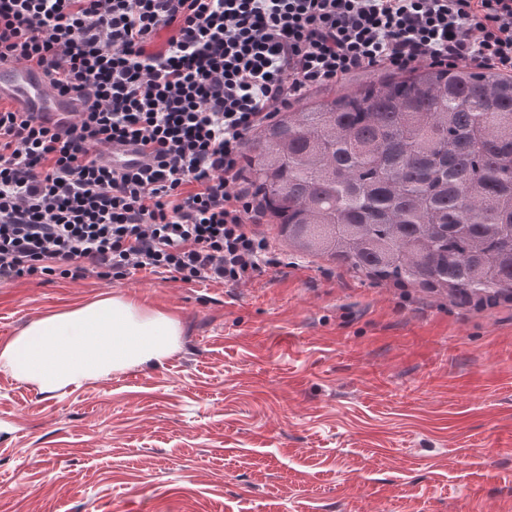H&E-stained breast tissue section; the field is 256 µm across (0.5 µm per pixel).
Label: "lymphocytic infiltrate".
<instances>
[{
  "mask_svg": "<svg viewBox=\"0 0 512 512\" xmlns=\"http://www.w3.org/2000/svg\"><path fill=\"white\" fill-rule=\"evenodd\" d=\"M0 61L90 102L57 132L0 109L1 281L145 271L235 286L270 250L247 229V135L369 68L511 74L512 0H0ZM126 142L145 167L105 162Z\"/></svg>",
  "mask_w": 512,
  "mask_h": 512,
  "instance_id": "lymphocytic-infiltrate-1",
  "label": "lymphocytic infiltrate"
}]
</instances>
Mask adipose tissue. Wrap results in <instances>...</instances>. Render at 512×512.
Wrapping results in <instances>:
<instances>
[{
  "label": "adipose tissue",
  "mask_w": 512,
  "mask_h": 512,
  "mask_svg": "<svg viewBox=\"0 0 512 512\" xmlns=\"http://www.w3.org/2000/svg\"><path fill=\"white\" fill-rule=\"evenodd\" d=\"M176 315L124 294H105L31 321L0 344V369L52 394L135 367L163 363L181 347Z\"/></svg>",
  "instance_id": "obj_1"
}]
</instances>
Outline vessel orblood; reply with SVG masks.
<instances>
[{
	"label": "vessel or blood",
	"instance_id": "obj_1",
	"mask_svg": "<svg viewBox=\"0 0 512 512\" xmlns=\"http://www.w3.org/2000/svg\"><path fill=\"white\" fill-rule=\"evenodd\" d=\"M3 100L11 102L18 111L31 113L39 123L53 130L67 126L73 114L84 109L75 96L59 94L42 70L11 62H0V101ZM104 156L118 169L135 170L147 161L133 143L112 145Z\"/></svg>",
	"mask_w": 512,
	"mask_h": 512
}]
</instances>
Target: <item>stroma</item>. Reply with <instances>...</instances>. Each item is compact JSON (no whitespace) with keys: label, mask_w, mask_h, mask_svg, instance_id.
I'll use <instances>...</instances> for the list:
<instances>
[{"label":"stroma","mask_w":512,"mask_h":512,"mask_svg":"<svg viewBox=\"0 0 512 512\" xmlns=\"http://www.w3.org/2000/svg\"><path fill=\"white\" fill-rule=\"evenodd\" d=\"M234 287L0 282V343L106 293L180 349L44 394L0 370V512H512V300L459 305L290 249Z\"/></svg>","instance_id":"35a3bbf8"}]
</instances>
